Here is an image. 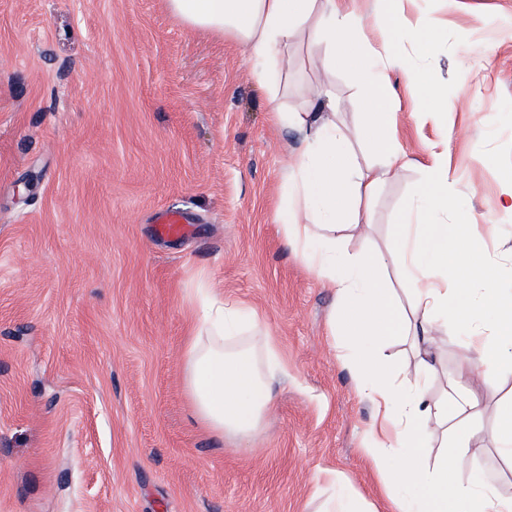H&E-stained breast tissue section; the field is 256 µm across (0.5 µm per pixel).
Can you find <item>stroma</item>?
Returning a JSON list of instances; mask_svg holds the SVG:
<instances>
[{
	"label": "stroma",
	"mask_w": 512,
	"mask_h": 512,
	"mask_svg": "<svg viewBox=\"0 0 512 512\" xmlns=\"http://www.w3.org/2000/svg\"><path fill=\"white\" fill-rule=\"evenodd\" d=\"M401 8L438 27L389 74L400 144L447 136L455 203L493 216L512 188V0ZM271 66L276 92L246 48L185 28L163 0H0V512H317L331 473L379 500L334 297L278 218L299 136L269 112L305 108L318 79L349 127L364 101L311 33ZM421 180L410 168L381 189L368 248ZM166 208L188 234L156 235ZM203 287L254 309L288 371L257 435L208 434L183 393ZM466 355L449 326L432 391L448 374L470 384ZM481 427L472 474L510 495L491 416Z\"/></svg>",
	"instance_id": "35a3bbf8"
}]
</instances>
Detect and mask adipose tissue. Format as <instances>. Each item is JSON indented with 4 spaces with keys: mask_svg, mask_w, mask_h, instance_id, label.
Segmentation results:
<instances>
[{
    "mask_svg": "<svg viewBox=\"0 0 512 512\" xmlns=\"http://www.w3.org/2000/svg\"><path fill=\"white\" fill-rule=\"evenodd\" d=\"M184 26L229 37L256 60L258 82L271 79L266 62L274 51L296 50L304 31L328 48L343 46L357 61L365 100L358 132L336 121V96L315 86L301 112L273 107L275 121L295 129L300 148L287 172L288 207L282 232L301 263L348 309L346 332L357 339H404L413 349V375L396 387L379 358L340 361L351 369L355 390L373 407L361 452L394 512H512V496L477 491L472 484L470 440L481 415L480 385L449 384L433 395L436 348L442 320L467 329L472 373L512 375V263L490 260L481 241L495 237L498 220L469 216L448 220L452 175L435 152L415 157L396 139V110L386 95L389 70L402 56L391 41L374 45L358 22L355 0H165ZM367 143L377 163L360 165L356 147ZM421 168V190L401 211L390 246L341 251L344 232L368 228L380 188L408 168ZM410 295L401 305L393 281ZM183 354V388L197 420L216 436H246L260 425L282 367L270 343L254 345L244 333L258 328L253 309L211 297ZM440 423L457 439L453 462L426 465L435 446L427 426Z\"/></svg>",
    "mask_w": 512,
    "mask_h": 512,
    "instance_id": "obj_1",
    "label": "adipose tissue"
}]
</instances>
